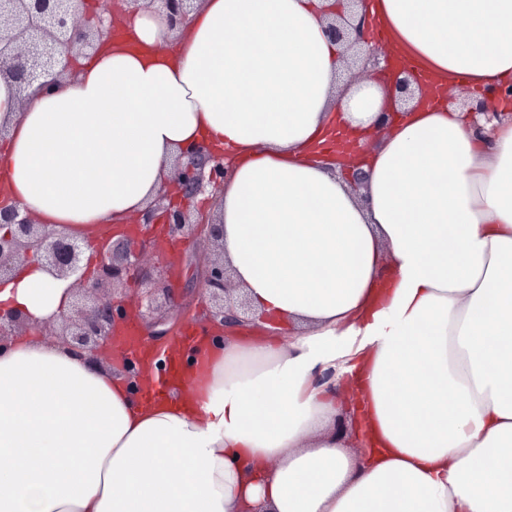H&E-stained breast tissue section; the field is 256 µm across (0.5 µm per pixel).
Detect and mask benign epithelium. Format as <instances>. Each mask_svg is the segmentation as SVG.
Returning <instances> with one entry per match:
<instances>
[{"label":"benign epithelium","mask_w":512,"mask_h":512,"mask_svg":"<svg viewBox=\"0 0 512 512\" xmlns=\"http://www.w3.org/2000/svg\"><path fill=\"white\" fill-rule=\"evenodd\" d=\"M144 4L167 20L170 30L185 28L202 0H122L117 17ZM368 0H343L340 11L327 12L329 38L352 50L369 44L366 27ZM87 0H0V77L9 80L20 103L29 100L34 83L47 88L57 81L69 62L97 51L105 33V17L95 14L96 28L84 24ZM395 101L407 102L414 95L415 78L408 68L392 72ZM512 100V83L487 94L478 92L467 102L473 116L487 120L504 114L494 107ZM333 165L359 185L360 167L343 161L334 150ZM172 178L163 193L136 219L139 243L123 234L108 240L100 261L89 275L83 263L86 243L66 229H47L37 224L19 202L0 197V284L10 280L15 266L29 254H39L44 266L55 276L72 280L71 305L53 335L60 336L76 354L99 355L115 340L117 329L126 325L134 310L146 333L142 340L159 349L167 346L181 320L202 312L211 327L244 329L252 320L245 295L232 282L224 264V225L207 210L193 206L196 197H217L229 172V160L198 145L180 153L171 162ZM176 244L185 240L202 242L210 249L201 264L193 254L179 260L183 272L182 302L171 305L173 281L168 270L153 271L145 257L156 250L160 240ZM26 317L0 309V347L23 334Z\"/></svg>","instance_id":"1"}]
</instances>
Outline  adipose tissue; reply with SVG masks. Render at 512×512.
I'll list each match as a JSON object with an SVG mask.
<instances>
[{
  "label": "adipose tissue",
  "instance_id": "adipose-tissue-1",
  "mask_svg": "<svg viewBox=\"0 0 512 512\" xmlns=\"http://www.w3.org/2000/svg\"><path fill=\"white\" fill-rule=\"evenodd\" d=\"M422 83L342 84L321 0L151 10L19 104L0 80V193L86 237L88 265L204 142L234 161L214 211L265 327L181 347L173 389L46 335L70 283L36 260L0 286L29 319L0 352V512H512V119L449 96L512 82V0H370ZM351 136L364 186L317 157ZM363 410L369 447L336 424ZM390 78L392 79L395 87V102H407L412 99L414 95L416 83L411 69L402 68L392 72Z\"/></svg>",
  "mask_w": 512,
  "mask_h": 512
}]
</instances>
